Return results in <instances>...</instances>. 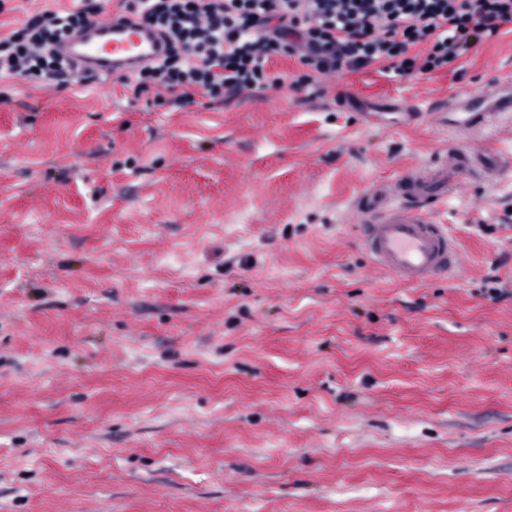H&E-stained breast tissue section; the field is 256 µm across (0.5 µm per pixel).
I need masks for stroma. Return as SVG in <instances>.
<instances>
[{
	"instance_id": "35a3bbf8",
	"label": "stroma",
	"mask_w": 512,
	"mask_h": 512,
	"mask_svg": "<svg viewBox=\"0 0 512 512\" xmlns=\"http://www.w3.org/2000/svg\"><path fill=\"white\" fill-rule=\"evenodd\" d=\"M75 5L6 0L0 35ZM491 80L512 28L317 100L0 77V512H512V178L449 174L448 278L373 269L347 221L446 148L512 151L391 109Z\"/></svg>"
}]
</instances>
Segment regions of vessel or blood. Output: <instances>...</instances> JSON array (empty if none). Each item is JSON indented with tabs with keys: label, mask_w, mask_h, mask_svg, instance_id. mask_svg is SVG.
<instances>
[{
	"label": "vessel or blood",
	"mask_w": 512,
	"mask_h": 512,
	"mask_svg": "<svg viewBox=\"0 0 512 512\" xmlns=\"http://www.w3.org/2000/svg\"><path fill=\"white\" fill-rule=\"evenodd\" d=\"M165 45L158 32L133 20L109 18L91 24L62 48L63 55L95 76L130 73L160 57ZM454 110L432 111L431 120L469 132L496 123L512 112V87L489 82L478 93L454 95ZM481 169L485 178L512 174V154L487 161L483 148L462 152L451 148L438 154L423 171L408 170L376 184L349 211L350 223L361 232L375 266L406 284H421L459 269L462 256L448 227L426 215L431 204L448 192L449 171Z\"/></svg>",
	"instance_id": "vessel-or-blood-1"
}]
</instances>
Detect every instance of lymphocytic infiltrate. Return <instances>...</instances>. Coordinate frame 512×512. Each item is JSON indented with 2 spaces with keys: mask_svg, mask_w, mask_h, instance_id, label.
I'll use <instances>...</instances> for the list:
<instances>
[{
  "mask_svg": "<svg viewBox=\"0 0 512 512\" xmlns=\"http://www.w3.org/2000/svg\"><path fill=\"white\" fill-rule=\"evenodd\" d=\"M122 7L167 41L159 59L120 78L133 99L154 108L285 84L316 98L325 78L375 64L401 77L433 73L512 26V0H122ZM102 10L101 0H81L70 11L31 15L0 36V74L66 85L76 71L57 47ZM277 55L297 57L300 71L271 75Z\"/></svg>",
  "mask_w": 512,
  "mask_h": 512,
  "instance_id": "lymphocytic-infiltrate-1",
  "label": "lymphocytic infiltrate"
}]
</instances>
